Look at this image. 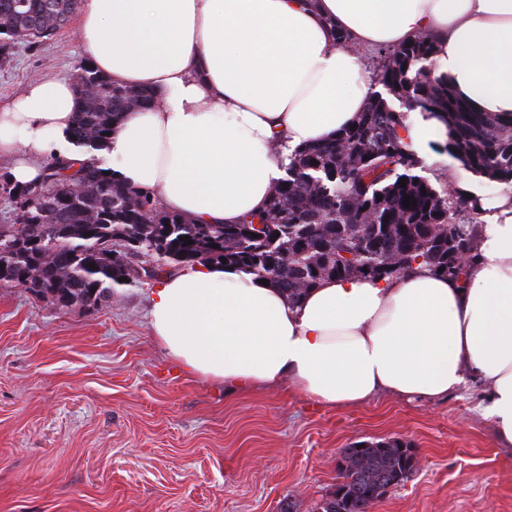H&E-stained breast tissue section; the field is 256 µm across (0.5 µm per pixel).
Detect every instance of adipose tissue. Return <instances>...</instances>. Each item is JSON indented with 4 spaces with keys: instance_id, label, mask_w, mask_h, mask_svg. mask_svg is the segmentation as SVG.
I'll list each match as a JSON object with an SVG mask.
<instances>
[{
    "instance_id": "ef3b65f1",
    "label": "adipose tissue",
    "mask_w": 512,
    "mask_h": 512,
    "mask_svg": "<svg viewBox=\"0 0 512 512\" xmlns=\"http://www.w3.org/2000/svg\"><path fill=\"white\" fill-rule=\"evenodd\" d=\"M83 60L159 102L128 112L98 166L199 224L262 211L294 150L333 139L378 91L366 55L433 41L435 74L485 112L512 113V0H80ZM352 46L336 44L337 33ZM74 79L0 102V156L21 184L42 157L78 159ZM422 157L448 138L407 117ZM479 260L444 277L329 279L289 304L237 269L199 264L154 289L156 342L191 376L241 390L290 383L330 407L381 394L436 400L487 388L479 412L512 447V185L482 202Z\"/></svg>"
}]
</instances>
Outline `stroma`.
I'll return each instance as SVG.
<instances>
[{
  "label": "stroma",
  "instance_id": "1",
  "mask_svg": "<svg viewBox=\"0 0 512 512\" xmlns=\"http://www.w3.org/2000/svg\"><path fill=\"white\" fill-rule=\"evenodd\" d=\"M80 60L73 23L17 46L0 101ZM426 174L485 200L501 189L454 159ZM156 286L78 308L0 283V512H317L341 448L394 438L416 469L369 512H512V451L475 410L480 381L443 400L325 407L286 384L190 379L152 337Z\"/></svg>",
  "mask_w": 512,
  "mask_h": 512
}]
</instances>
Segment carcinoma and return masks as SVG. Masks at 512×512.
Segmentation results:
<instances>
[{
  "label": "carcinoma",
  "mask_w": 512,
  "mask_h": 512,
  "mask_svg": "<svg viewBox=\"0 0 512 512\" xmlns=\"http://www.w3.org/2000/svg\"><path fill=\"white\" fill-rule=\"evenodd\" d=\"M77 8L78 0H0V60L19 44L53 40L61 18ZM434 53L426 37L384 53L376 81L386 94L369 99L356 129L295 150L266 209L239 224H197L92 162L74 170L50 158L43 180L55 188L54 200L21 212L18 224H0V283L84 307L112 297L123 286L119 278L152 279L170 263H226L268 281L290 303L326 279L392 278L415 263L456 275L479 257L480 203L459 189L450 196L423 175L425 159L406 142L407 113L440 114L450 128L444 150L472 173L504 184L512 183V118L480 111L448 79L431 76ZM75 81L98 89L81 96L72 127L74 143L89 153L106 145L123 114L156 103L151 92L116 85L85 61ZM406 195L415 206H403ZM136 235L143 240L138 248L129 244ZM340 459L344 483L318 512H367L415 471L411 446L399 439L355 443Z\"/></svg>",
  "instance_id": "1"
}]
</instances>
